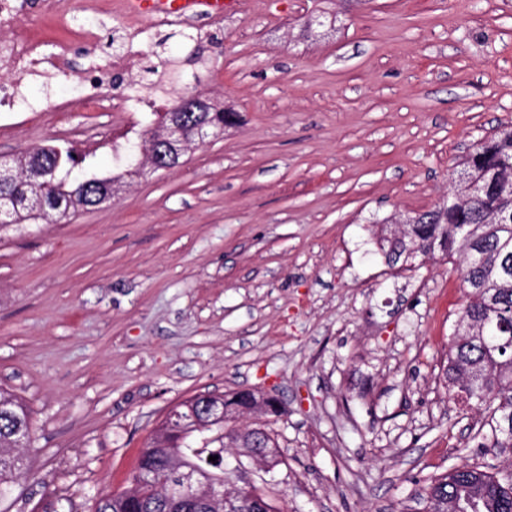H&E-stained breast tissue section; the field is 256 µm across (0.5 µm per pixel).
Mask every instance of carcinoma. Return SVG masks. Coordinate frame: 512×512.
<instances>
[{
  "mask_svg": "<svg viewBox=\"0 0 512 512\" xmlns=\"http://www.w3.org/2000/svg\"><path fill=\"white\" fill-rule=\"evenodd\" d=\"M173 104L141 126L137 142L151 144L154 125L168 122ZM210 126L238 120V114L207 104ZM460 172L479 180V193L470 198L462 185L428 213L429 221L410 224L400 235L383 236L381 250L392 264L415 250V256L451 259L459 255V274L465 302L448 338L444 378L448 392L482 410L476 447L490 458L512 459V125L479 142L461 163ZM117 175L90 170L89 155L69 146L30 149L11 172L0 177V224L37 221L50 214L65 218L93 207ZM251 393L227 395V432L217 428L206 445L192 443L175 449L150 441L143 449L139 476L154 484L169 477L172 468H192L218 484L224 481L225 443L233 434L236 414L248 405ZM33 421L26 404L0 389V502L6 500L27 472L18 439L31 442ZM215 456L217 460H209ZM427 512H512V472L499 477L485 467L463 463L429 481L422 494ZM91 512H171L161 494L130 496L128 492L95 499Z\"/></svg>",
  "mask_w": 512,
  "mask_h": 512,
  "instance_id": "carcinoma-1",
  "label": "carcinoma"
}]
</instances>
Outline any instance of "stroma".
Here are the masks:
<instances>
[{"label": "stroma", "mask_w": 512, "mask_h": 512, "mask_svg": "<svg viewBox=\"0 0 512 512\" xmlns=\"http://www.w3.org/2000/svg\"><path fill=\"white\" fill-rule=\"evenodd\" d=\"M117 2L70 14L102 59L126 44ZM164 34L105 94L192 87L239 121L112 202L0 228V388L35 430L11 512H90L128 487L172 407L239 389L277 397L283 463L228 486L270 475L288 512H423L422 480L481 460V417L443 375L464 292L454 261L388 267L380 222L442 201L512 124V0H239ZM83 92L40 75L20 89ZM131 126L1 112L0 157L65 142L107 175Z\"/></svg>", "instance_id": "35a3bbf8"}]
</instances>
